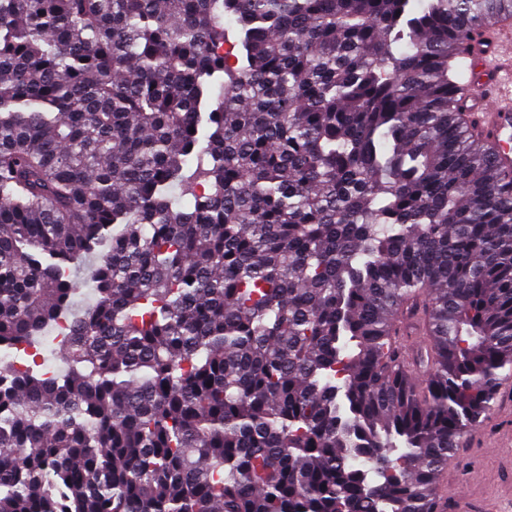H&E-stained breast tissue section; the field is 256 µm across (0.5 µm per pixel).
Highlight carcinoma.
<instances>
[{"mask_svg": "<svg viewBox=\"0 0 512 512\" xmlns=\"http://www.w3.org/2000/svg\"><path fill=\"white\" fill-rule=\"evenodd\" d=\"M502 14L0 0V347L92 253L98 294L66 376L0 370V512H437L512 376V173L456 97Z\"/></svg>", "mask_w": 512, "mask_h": 512, "instance_id": "carcinoma-1", "label": "carcinoma"}]
</instances>
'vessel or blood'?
<instances>
[{
	"label": "vessel or blood",
	"mask_w": 512,
	"mask_h": 512,
	"mask_svg": "<svg viewBox=\"0 0 512 512\" xmlns=\"http://www.w3.org/2000/svg\"><path fill=\"white\" fill-rule=\"evenodd\" d=\"M461 58L471 73L462 108L491 142L501 146L502 165L512 167V21L479 36L462 50Z\"/></svg>",
	"instance_id": "b4317fda"
}]
</instances>
